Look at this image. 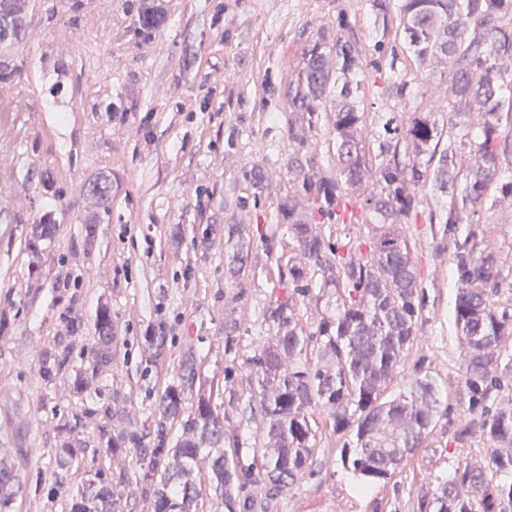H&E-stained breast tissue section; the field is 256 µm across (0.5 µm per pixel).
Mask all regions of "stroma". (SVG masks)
Returning <instances> with one entry per match:
<instances>
[{
  "mask_svg": "<svg viewBox=\"0 0 512 512\" xmlns=\"http://www.w3.org/2000/svg\"><path fill=\"white\" fill-rule=\"evenodd\" d=\"M136 8V0H27L25 36L0 50L12 68L0 77V310L11 319L0 339V458L23 484L12 512H60L97 456L90 423L75 433L83 462L55 483L58 428L79 404L66 383L41 379L38 355L63 332L72 292L82 294L84 317L74 366L108 304L114 361L102 383L122 393L141 427L186 349L200 356L205 379L223 380L225 306L241 320V349L260 343L277 282L258 248L242 288L226 285L223 231L262 223L290 189L288 103L260 85L296 75L308 41L335 33L338 21L363 42L373 30L355 0H166V22L149 35L135 32ZM253 166L264 175L257 198L240 178ZM103 177L112 197L100 207L86 189ZM46 220L54 236L29 247L33 225ZM176 224L183 234L174 245ZM208 224L215 230L205 240L199 230ZM407 231L426 299L397 384L424 367L460 415L467 400L455 266L428 224ZM159 320L172 342L162 369L147 374L140 338ZM342 444L319 427L316 475L290 485L268 512H418L422 488L486 452L477 438L455 445L443 418L403 469L366 484L343 469Z\"/></svg>",
  "mask_w": 512,
  "mask_h": 512,
  "instance_id": "1",
  "label": "stroma"
}]
</instances>
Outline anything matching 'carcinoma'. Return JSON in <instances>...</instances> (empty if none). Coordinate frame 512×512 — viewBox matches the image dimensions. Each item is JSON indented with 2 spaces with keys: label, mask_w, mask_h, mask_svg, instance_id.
<instances>
[{
  "label": "carcinoma",
  "mask_w": 512,
  "mask_h": 512,
  "mask_svg": "<svg viewBox=\"0 0 512 512\" xmlns=\"http://www.w3.org/2000/svg\"><path fill=\"white\" fill-rule=\"evenodd\" d=\"M374 18L363 53L345 23L336 36L320 34L303 53L296 78L281 91L288 101L291 191L269 223L249 233L224 225V281L242 286L254 248L277 272L262 313L264 341L240 349L241 322L224 309V384L201 378V359L183 352L173 380L150 405L153 427L123 414L116 391L94 386L112 366V314L103 305L93 323L95 343L85 364L72 366L73 341L83 329L80 292L63 314L65 334L38 358L43 380L69 381L80 403L59 427L58 475L83 455L71 434L97 421V454L130 466H92L62 512H119L127 484L141 485L143 512H267L295 481L313 474L315 413L348 437L342 464L368 480L388 479L422 447L437 426L442 400L424 374L396 394L406 351L416 336L425 291L414 244L403 225L427 213L431 233L454 243L458 276L454 323L463 360L468 416L453 439L478 436L481 464L460 462L418 496L419 512H512V244L502 250L483 224L512 210V0H360ZM25 0H0V44L26 31ZM141 30L166 21L159 0H141ZM414 63L429 81H447L445 105H411V80L397 67ZM390 70L381 95L398 104L372 113L375 92L365 68ZM444 71H438V68ZM329 130L334 172H314L309 139ZM372 127L371 138L363 129ZM241 178L259 197L263 173ZM447 197L434 209L424 188ZM97 204L111 198L106 181L89 186ZM287 241L286 255L275 244ZM333 306L307 329L299 304ZM141 339L145 371L163 360L165 322ZM222 402H217V399ZM255 429L260 460L243 462L241 429ZM253 485L261 499L247 492ZM22 483L0 458V512H10Z\"/></svg>",
  "instance_id": "obj_1"
}]
</instances>
